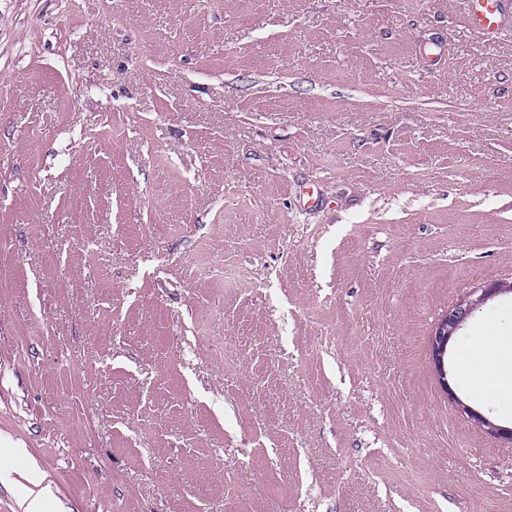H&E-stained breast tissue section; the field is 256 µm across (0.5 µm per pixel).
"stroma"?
<instances>
[{
  "label": "stroma",
  "instance_id": "1",
  "mask_svg": "<svg viewBox=\"0 0 512 512\" xmlns=\"http://www.w3.org/2000/svg\"><path fill=\"white\" fill-rule=\"evenodd\" d=\"M463 0H0V512H512L430 334L512 281V29ZM512 295L448 346V381ZM503 1L466 0V23L484 36L496 33L503 23Z\"/></svg>",
  "mask_w": 512,
  "mask_h": 512
}]
</instances>
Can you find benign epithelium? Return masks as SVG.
I'll return each mask as SVG.
<instances>
[{"label":"benign epithelium","instance_id":"7a95c632","mask_svg":"<svg viewBox=\"0 0 512 512\" xmlns=\"http://www.w3.org/2000/svg\"><path fill=\"white\" fill-rule=\"evenodd\" d=\"M512 294V282L496 281L490 283L480 292H471L459 300L442 314L434 327L430 344L435 371L446 393L455 403L458 410L470 420L485 428L488 432L512 441V427L493 423L478 410L461 400L448 383L447 353L450 341L463 328L472 315L479 311L491 298L503 294Z\"/></svg>","mask_w":512,"mask_h":512}]
</instances>
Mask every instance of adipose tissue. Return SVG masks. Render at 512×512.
I'll return each instance as SVG.
<instances>
[{
    "mask_svg": "<svg viewBox=\"0 0 512 512\" xmlns=\"http://www.w3.org/2000/svg\"><path fill=\"white\" fill-rule=\"evenodd\" d=\"M466 377L484 400L495 403L512 397V336L488 324L466 365Z\"/></svg>",
    "mask_w": 512,
    "mask_h": 512,
    "instance_id": "ef3b65f1",
    "label": "adipose tissue"
}]
</instances>
